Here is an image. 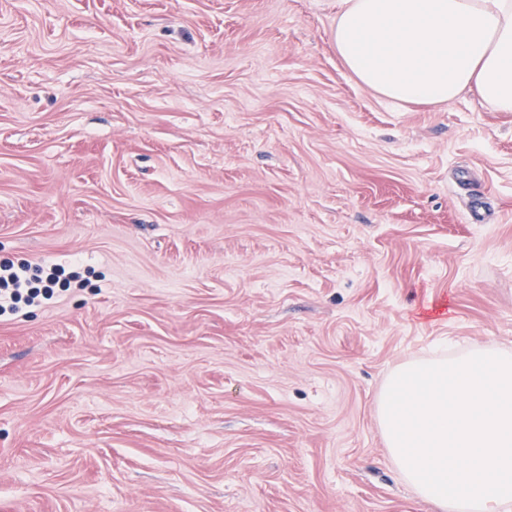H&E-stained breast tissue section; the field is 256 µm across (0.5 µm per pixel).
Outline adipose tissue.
<instances>
[{
	"label": "adipose tissue",
	"mask_w": 512,
	"mask_h": 512,
	"mask_svg": "<svg viewBox=\"0 0 512 512\" xmlns=\"http://www.w3.org/2000/svg\"><path fill=\"white\" fill-rule=\"evenodd\" d=\"M332 40L388 99L436 105L469 91L512 113V0H340Z\"/></svg>",
	"instance_id": "1"
}]
</instances>
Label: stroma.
<instances>
[{
  "label": "stroma",
  "instance_id": "1",
  "mask_svg": "<svg viewBox=\"0 0 512 512\" xmlns=\"http://www.w3.org/2000/svg\"><path fill=\"white\" fill-rule=\"evenodd\" d=\"M338 9L0 0V263L78 274L0 317V512H435L376 402L512 351V113L365 88Z\"/></svg>",
  "mask_w": 512,
  "mask_h": 512
}]
</instances>
